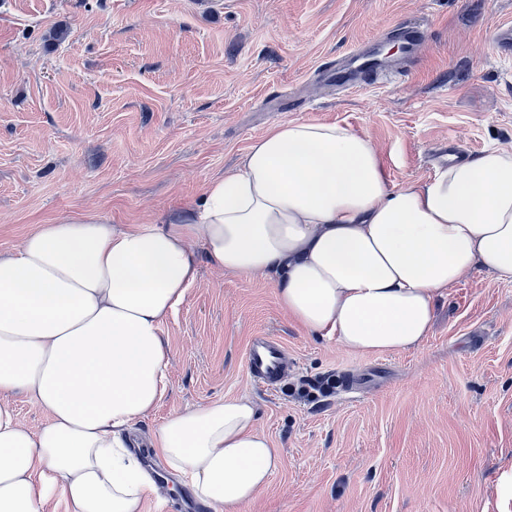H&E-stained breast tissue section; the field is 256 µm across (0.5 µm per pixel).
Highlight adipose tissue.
Here are the masks:
<instances>
[{
    "label": "adipose tissue",
    "mask_w": 512,
    "mask_h": 512,
    "mask_svg": "<svg viewBox=\"0 0 512 512\" xmlns=\"http://www.w3.org/2000/svg\"><path fill=\"white\" fill-rule=\"evenodd\" d=\"M217 268L268 278L308 332L363 354L428 335L448 288L480 269L512 279V148L391 185L373 143L336 122L256 138L163 226L63 218L0 253V512H142L154 482L119 440L169 384L161 327ZM47 415L37 432L16 395ZM257 406L230 397L174 413L153 446L213 512H237L280 465Z\"/></svg>",
    "instance_id": "obj_1"
}]
</instances>
